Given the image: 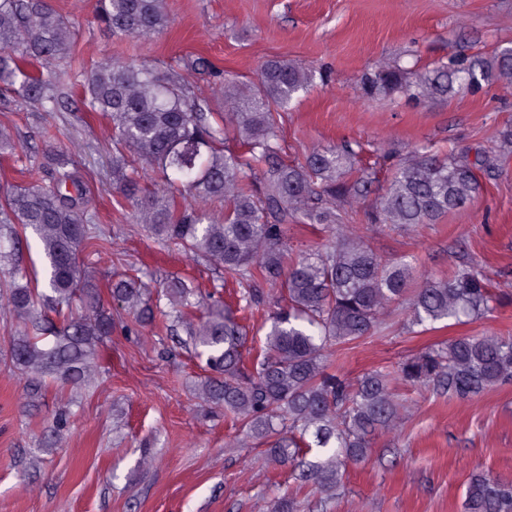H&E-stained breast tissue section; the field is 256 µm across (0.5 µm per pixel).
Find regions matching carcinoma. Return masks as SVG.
<instances>
[{"instance_id":"1","label":"carcinoma","mask_w":512,"mask_h":512,"mask_svg":"<svg viewBox=\"0 0 512 512\" xmlns=\"http://www.w3.org/2000/svg\"><path fill=\"white\" fill-rule=\"evenodd\" d=\"M99 2L97 22L114 36L150 37L166 27L164 0ZM75 36L74 22L45 0H0V104L57 112L70 99L65 87L74 75L85 110L112 121V180L134 207L135 222L162 243L223 266L238 282L240 309L266 300L261 283L280 288L285 304L269 315L260 351L248 365L246 336L233 310L215 300L194 326L201 290L184 278L171 277L155 290L131 276L93 282L79 253L104 236L69 151H59L43 162L27 159L25 170L47 179L0 189V288L24 323L11 341V360L37 389L48 377L84 385L112 335L105 294L132 310L140 325L170 334L182 325L205 356L208 374L197 384L204 400L223 407L246 437L270 442L268 455L277 463L297 466L315 452L298 480L325 501L336 498L342 465L364 460L373 433L397 426L401 404L384 371L354 384L329 372L332 347L370 335L381 324V310L405 297L409 324L425 330L512 300L473 264L448 277H417L413 262L382 258L360 225L345 217L361 212L369 224H433L479 196L478 172L491 166L489 152L471 160L454 149L443 157L418 149L368 206L374 176L355 167L351 147H325L302 163L277 160L280 111L315 84L316 71L269 60L247 91L218 81L225 110L215 112L183 75L215 70L208 59L158 69L147 59L109 58L88 67L76 58ZM53 62L63 68L40 69ZM496 82L512 85L511 46L488 59L452 55L425 72L380 66L363 86L370 97L397 92L420 99L476 93ZM150 171L161 180L152 189L144 185ZM215 200L224 201L220 221L209 212ZM290 221L320 224L332 237L295 252L288 247ZM29 228L42 248L41 285L14 259ZM399 371L410 384L471 399L512 382V339L459 337L406 359ZM463 512H512V483L472 475Z\"/></svg>"}]
</instances>
